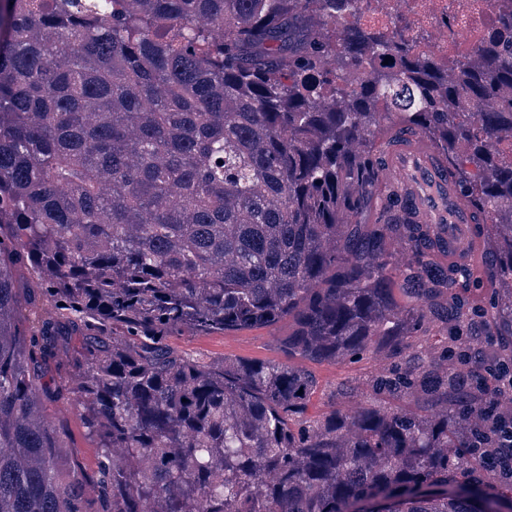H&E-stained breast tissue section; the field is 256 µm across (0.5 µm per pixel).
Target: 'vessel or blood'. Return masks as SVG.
Here are the masks:
<instances>
[{"mask_svg": "<svg viewBox=\"0 0 512 512\" xmlns=\"http://www.w3.org/2000/svg\"><path fill=\"white\" fill-rule=\"evenodd\" d=\"M378 184L394 191L417 222L434 225L448 243L449 258L465 263L475 218L449 177L445 161L421 134H403L388 148Z\"/></svg>", "mask_w": 512, "mask_h": 512, "instance_id": "vessel-or-blood-1", "label": "vessel or blood"}]
</instances>
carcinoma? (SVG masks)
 Returning a JSON list of instances; mask_svg holds the SVG:
<instances>
[{
  "mask_svg": "<svg viewBox=\"0 0 512 512\" xmlns=\"http://www.w3.org/2000/svg\"><path fill=\"white\" fill-rule=\"evenodd\" d=\"M358 2L0 0V512L509 508L469 451L485 391L409 342L460 323L448 247L363 214L385 144L421 131L493 234L512 327V9L443 63ZM286 319L290 359L385 349L372 400L312 416L311 373L171 343ZM69 394L90 471L46 419Z\"/></svg>",
  "mask_w": 512,
  "mask_h": 512,
  "instance_id": "carcinoma-1",
  "label": "carcinoma"
}]
</instances>
